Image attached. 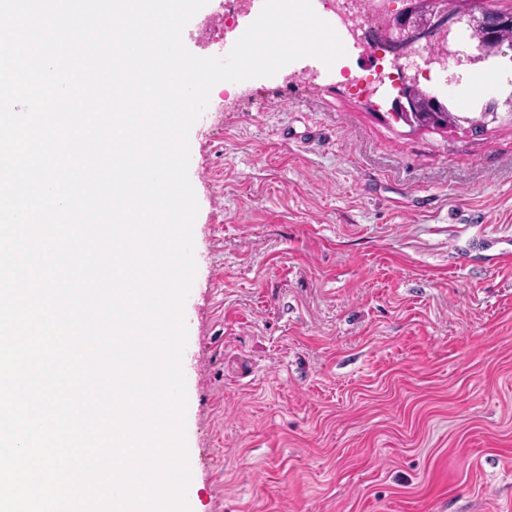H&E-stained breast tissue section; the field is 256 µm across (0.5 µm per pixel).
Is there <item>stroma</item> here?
I'll return each instance as SVG.
<instances>
[{"label": "stroma", "mask_w": 512, "mask_h": 512, "mask_svg": "<svg viewBox=\"0 0 512 512\" xmlns=\"http://www.w3.org/2000/svg\"><path fill=\"white\" fill-rule=\"evenodd\" d=\"M390 108L327 69L190 131L196 512H512V126Z\"/></svg>", "instance_id": "1"}]
</instances>
